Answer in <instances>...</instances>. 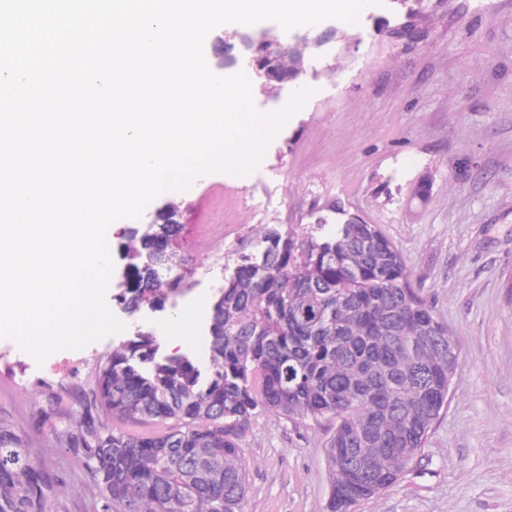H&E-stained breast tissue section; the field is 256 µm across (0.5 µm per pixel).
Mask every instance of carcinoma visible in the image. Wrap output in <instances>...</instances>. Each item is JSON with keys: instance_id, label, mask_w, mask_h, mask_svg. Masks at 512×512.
<instances>
[{"instance_id": "carcinoma-1", "label": "carcinoma", "mask_w": 512, "mask_h": 512, "mask_svg": "<svg viewBox=\"0 0 512 512\" xmlns=\"http://www.w3.org/2000/svg\"><path fill=\"white\" fill-rule=\"evenodd\" d=\"M176 227L167 215L129 248L127 305L156 308L176 286L156 275L182 266ZM208 336L204 375L136 334L98 363L91 396L49 422L84 466L91 498L79 512H244L239 439L263 412L336 420L324 512H344L393 487L448 408L452 334L375 224H320L301 240L268 229L224 276ZM352 448L365 449L359 472L345 463ZM63 486L0 415V512H70Z\"/></svg>"}]
</instances>
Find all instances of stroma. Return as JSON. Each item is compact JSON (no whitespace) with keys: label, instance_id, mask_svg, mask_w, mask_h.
Masks as SVG:
<instances>
[{"label":"stroma","instance_id":"35a3bbf8","mask_svg":"<svg viewBox=\"0 0 512 512\" xmlns=\"http://www.w3.org/2000/svg\"><path fill=\"white\" fill-rule=\"evenodd\" d=\"M424 5L413 40L393 34L403 20L395 0L337 25L299 79L310 96L255 172L211 173L209 183L160 194L140 218L107 231L113 270L104 300L125 331L40 360L0 338V414L18 425L37 463L64 477V502L82 503L89 491L79 462L43 420L74 408L97 363L132 338L134 324L155 336L161 354L208 365L206 323L220 288L195 289L185 306L190 331L176 343L168 338L175 309L132 312L115 301L128 237L172 201L187 224L205 191L223 205L196 240H176L184 271L219 255L232 270L268 226L302 236L319 220L358 215L398 246L411 286L456 339L451 399L425 447L396 486L352 512H512V0ZM263 198L269 217L252 223L243 206ZM333 428L330 420L254 418L239 441L248 462L245 512H321Z\"/></svg>","mask_w":512,"mask_h":512}]
</instances>
